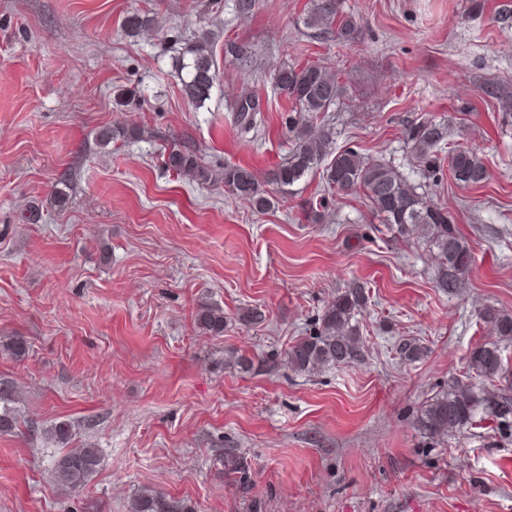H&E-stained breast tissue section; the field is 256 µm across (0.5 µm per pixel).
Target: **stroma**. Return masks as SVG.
<instances>
[{
  "mask_svg": "<svg viewBox=\"0 0 512 512\" xmlns=\"http://www.w3.org/2000/svg\"><path fill=\"white\" fill-rule=\"evenodd\" d=\"M222 3L0 0V340L28 346L20 359L0 352L20 414L0 435V512H129L146 487L197 512H512V444L484 429L431 448L414 427L489 339L478 310L512 312V107L483 92L490 81L512 92L500 0H345L357 30L344 40L310 25L311 0H257L246 16ZM136 11L157 26L129 34ZM202 32L218 79L197 110L172 59ZM240 45L248 62L231 53ZM288 64L336 75L342 96L325 120L337 147L410 173L401 132L425 115L484 158V186L443 175L428 188L473 252L457 294L434 288L424 240L388 230L363 190L326 198L311 175L272 189L259 212L223 182L164 169L176 144L265 179L290 148L291 103L274 79ZM119 86L142 89L140 106L117 108ZM245 93L261 108L248 133L234 111ZM120 126L141 134L97 146L100 128ZM65 170L59 207L51 193ZM354 279L369 293L362 364L310 376L266 365ZM204 306L223 311V335L199 329ZM247 307L265 322L243 324ZM402 336L428 355L401 361ZM234 351L262 362L239 372ZM61 423L63 442L50 434ZM85 445L98 472L60 485L56 458ZM230 452L248 487L225 473Z\"/></svg>",
  "mask_w": 512,
  "mask_h": 512,
  "instance_id": "35a3bbf8",
  "label": "stroma"
}]
</instances>
